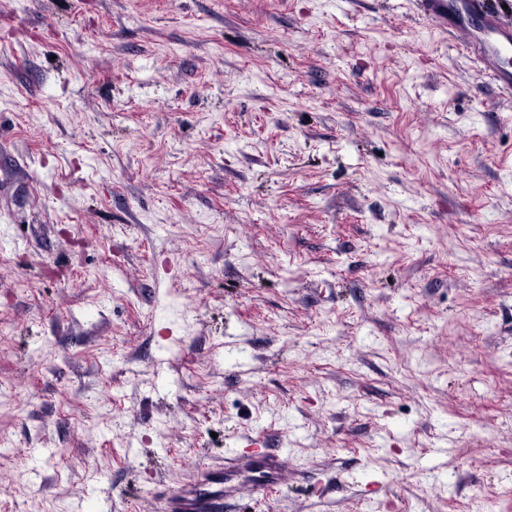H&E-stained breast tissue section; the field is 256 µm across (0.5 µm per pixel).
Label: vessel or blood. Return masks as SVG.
<instances>
[{
    "label": "vessel or blood",
    "instance_id": "b4317fda",
    "mask_svg": "<svg viewBox=\"0 0 512 512\" xmlns=\"http://www.w3.org/2000/svg\"><path fill=\"white\" fill-rule=\"evenodd\" d=\"M421 9L449 31H464L467 48L482 72L512 99V71L504 66L512 54V24L489 13L485 0H421ZM287 465V457L279 454L231 453L223 469L201 471L194 483L173 494L168 512H223L225 500L236 496L243 476L254 475L253 489L262 493L279 484Z\"/></svg>",
    "mask_w": 512,
    "mask_h": 512
}]
</instances>
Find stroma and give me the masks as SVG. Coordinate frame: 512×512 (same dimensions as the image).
<instances>
[{
  "mask_svg": "<svg viewBox=\"0 0 512 512\" xmlns=\"http://www.w3.org/2000/svg\"><path fill=\"white\" fill-rule=\"evenodd\" d=\"M416 0H0V512H512V106ZM288 465V456L273 453L232 452L224 460L223 470L201 471L198 479L183 486L168 499L169 512H222L224 501L236 496L240 480L247 474H256L253 489L264 493L277 486ZM213 485L219 489L212 490Z\"/></svg>",
  "mask_w": 512,
  "mask_h": 512,
  "instance_id": "1",
  "label": "stroma"
}]
</instances>
